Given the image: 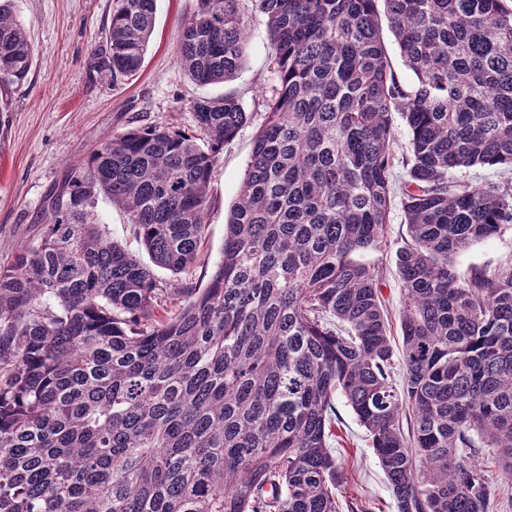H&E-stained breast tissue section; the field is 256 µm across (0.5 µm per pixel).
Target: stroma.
<instances>
[{
	"instance_id": "stroma-1",
	"label": "stroma",
	"mask_w": 512,
	"mask_h": 512,
	"mask_svg": "<svg viewBox=\"0 0 512 512\" xmlns=\"http://www.w3.org/2000/svg\"><path fill=\"white\" fill-rule=\"evenodd\" d=\"M113 0H16L15 10L27 27L34 64L27 80L0 90V267L14 263L22 246L42 228L43 209L57 197L71 169L93 149L128 128L157 124L190 128L187 102L196 97L232 93L249 120L226 143L209 184V211L200 244L201 260L179 275L155 269L163 285L176 282L205 287L222 258L224 223L235 203L262 124L264 99L275 86L274 50L265 24L254 19L242 70L231 81L199 87L178 60L181 22L192 15L196 0H156L155 28L144 65L134 80L112 85L92 70L93 48L101 43L112 16ZM108 236L132 253L141 248L126 214L107 198L95 208ZM407 239L400 205L388 215L381 247L366 256L382 275V300L394 349H401L399 315L403 290L396 273V253ZM512 265V225L476 243L458 259L460 272L478 266L494 271ZM341 425L330 441L350 477L348 494L369 498L375 512H396L387 481L364 428L344 400H337Z\"/></svg>"
}]
</instances>
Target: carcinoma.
Here are the masks:
<instances>
[{
  "label": "carcinoma",
  "mask_w": 512,
  "mask_h": 512,
  "mask_svg": "<svg viewBox=\"0 0 512 512\" xmlns=\"http://www.w3.org/2000/svg\"><path fill=\"white\" fill-rule=\"evenodd\" d=\"M240 0H197L178 62L198 85L245 62ZM415 82L380 38L376 0H252L277 88L225 221L222 259L180 311L97 223L127 213L153 265L199 261L208 186L248 117L231 94L188 101L204 143L131 127L67 175L42 235L0 269V512H370L344 500L328 446L345 400L397 512H492L512 480V267L457 256L512 224V181L462 186L461 167L512 168V0H384ZM156 0H114L93 70L143 67ZM34 63L0 0V84ZM410 153L392 191L394 119ZM408 240L404 382L375 267L394 201Z\"/></svg>",
  "instance_id": "cac0c4a2"
}]
</instances>
